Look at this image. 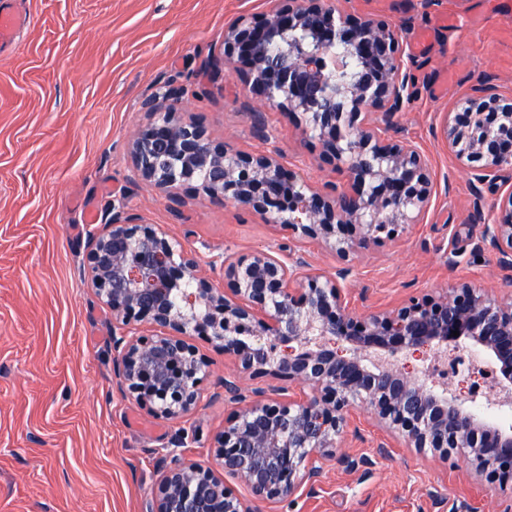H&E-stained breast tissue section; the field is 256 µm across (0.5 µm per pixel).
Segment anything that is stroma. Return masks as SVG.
Masks as SVG:
<instances>
[{
	"mask_svg": "<svg viewBox=\"0 0 512 512\" xmlns=\"http://www.w3.org/2000/svg\"><path fill=\"white\" fill-rule=\"evenodd\" d=\"M30 25L0 46V512H144L159 492L167 450L193 433L183 454L211 462L232 412L219 380L233 367L205 337L209 364L197 409L178 421L151 415L116 385L112 311L83 271L92 233L113 216L156 224L223 286L212 256L237 258L288 246L278 226L194 184L166 198L135 170L130 142L152 122L145 103L167 97L177 120L201 125L213 143L278 152L316 186L342 182L319 142L293 115L256 98L225 66L224 28L262 19L273 0H28ZM338 13L396 29L408 87L396 138L427 155L434 184L422 223L359 252L344 283L362 313L458 282L491 294L506 286L497 252L472 223L512 192V174L478 182L442 143L446 112L482 79L512 92V0H335ZM262 113L268 137L254 136ZM388 442L379 455L380 442ZM343 453L314 493L291 508L260 512H503L512 493L485 488L464 461L417 453L384 438L369 410L354 411Z\"/></svg>",
	"mask_w": 512,
	"mask_h": 512,
	"instance_id": "stroma-1",
	"label": "stroma"
}]
</instances>
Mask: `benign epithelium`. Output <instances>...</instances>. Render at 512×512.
I'll list each match as a JSON object with an SVG mask.
<instances>
[{
  "instance_id": "1",
  "label": "benign epithelium",
  "mask_w": 512,
  "mask_h": 512,
  "mask_svg": "<svg viewBox=\"0 0 512 512\" xmlns=\"http://www.w3.org/2000/svg\"><path fill=\"white\" fill-rule=\"evenodd\" d=\"M224 62L245 71L253 94L295 115L345 182L320 190L277 154L251 155L215 144L197 125L165 112L140 129L132 156L142 179L172 197L194 182L214 200L253 210L296 241H318L336 256L332 276L310 272L299 250H260L234 261L220 254V290L199 270L196 251L134 217L112 219L94 237L87 268L112 309V349L120 390L157 418L175 421L200 402L208 363L189 337H210L233 361L224 402L235 412L215 441L220 470L168 451L159 494L145 512H254L255 500L289 504L313 491L339 452L352 412L370 409L377 425L420 453L467 459L489 489L512 485V430L464 407L453 383L414 378L401 357L432 348L436 357L467 340L499 374L484 406L512 409V288L490 295L467 282L435 297L356 314L342 283L350 256L423 221L433 192L429 161L396 126L408 75L399 40L369 16L336 15L330 0H281L259 22L238 17L224 34ZM440 138L467 169L487 178L512 171V94L489 80L459 98ZM501 265L512 269V191L487 226ZM150 329L141 332V322ZM459 335H453V332ZM349 345L339 355L321 339ZM297 343L280 355L277 345ZM266 375L278 383L244 388Z\"/></svg>"
}]
</instances>
